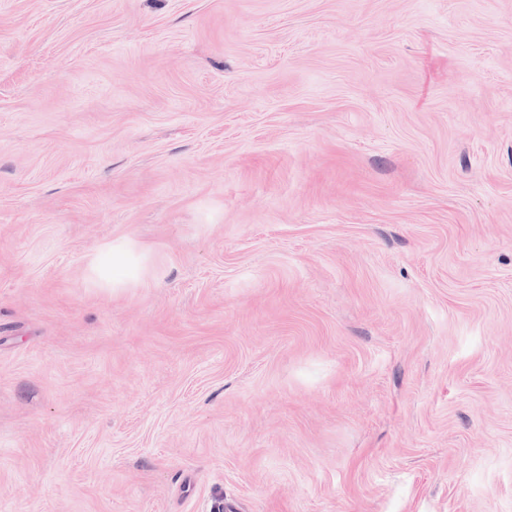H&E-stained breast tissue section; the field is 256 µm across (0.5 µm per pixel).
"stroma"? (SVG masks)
Here are the masks:
<instances>
[{
  "mask_svg": "<svg viewBox=\"0 0 512 512\" xmlns=\"http://www.w3.org/2000/svg\"><path fill=\"white\" fill-rule=\"evenodd\" d=\"M218 499L512 512V0H0V512ZM143 255L127 240H113L99 247L90 264L92 280L101 288L122 291L140 283L146 276H156Z\"/></svg>",
  "mask_w": 512,
  "mask_h": 512,
  "instance_id": "obj_1",
  "label": "stroma"
}]
</instances>
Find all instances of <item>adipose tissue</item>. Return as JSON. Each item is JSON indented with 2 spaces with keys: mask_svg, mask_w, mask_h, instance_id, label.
Instances as JSON below:
<instances>
[{
  "mask_svg": "<svg viewBox=\"0 0 512 512\" xmlns=\"http://www.w3.org/2000/svg\"><path fill=\"white\" fill-rule=\"evenodd\" d=\"M151 273L145 257L126 240L102 245L90 264V275L95 284L116 292L137 285Z\"/></svg>",
  "mask_w": 512,
  "mask_h": 512,
  "instance_id": "1",
  "label": "adipose tissue"
}]
</instances>
